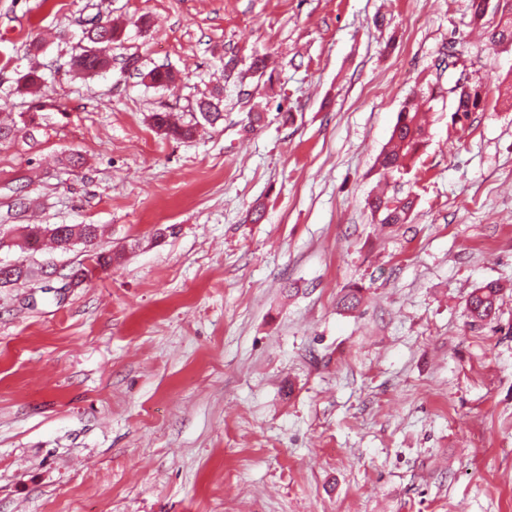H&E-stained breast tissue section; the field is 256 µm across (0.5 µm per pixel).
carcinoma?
<instances>
[{
  "label": "carcinoma",
  "instance_id": "1",
  "mask_svg": "<svg viewBox=\"0 0 512 512\" xmlns=\"http://www.w3.org/2000/svg\"><path fill=\"white\" fill-rule=\"evenodd\" d=\"M88 45L72 57V67L82 73L93 74L109 69L112 66V56L109 51L112 43L118 39V30L111 23L101 26L95 24L85 32ZM491 43L512 44V14L502 16L491 34ZM449 65L438 64L434 79L428 82V90L424 95L413 94L398 112L393 127L389 146L380 153L377 163L386 172H401L408 168L409 163L425 146L427 131L420 107L422 104L449 95L454 101V112L467 116L481 110L487 95L486 86L473 82L468 76L459 74L456 80L444 87L443 77ZM150 84L156 87H168L178 79V75L170 68H154L144 74ZM221 100H202L197 103L201 118L208 124H214L223 119L220 108ZM152 126L156 132L167 139L188 140L197 133V123L172 120L168 112H154L151 115ZM373 214L379 216L382 224H406L413 210L414 199L410 196L402 198H387L376 196L369 202ZM99 227L96 224H56L52 227L41 224H28L23 227L24 235L31 234L47 236L56 248L66 252L77 244L84 246L89 252L92 267L105 269L119 262L125 255L121 248L110 254L99 253L95 250ZM29 276V269L24 262H19L9 273L3 272L0 266V284H15ZM500 287L488 283L475 289L467 301V313L472 322H485L494 319L499 311L498 301Z\"/></svg>",
  "mask_w": 512,
  "mask_h": 512
}]
</instances>
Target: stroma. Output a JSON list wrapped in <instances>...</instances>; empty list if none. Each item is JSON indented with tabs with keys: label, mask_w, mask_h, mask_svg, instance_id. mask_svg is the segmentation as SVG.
<instances>
[{
	"label": "stroma",
	"mask_w": 512,
	"mask_h": 512,
	"mask_svg": "<svg viewBox=\"0 0 512 512\" xmlns=\"http://www.w3.org/2000/svg\"><path fill=\"white\" fill-rule=\"evenodd\" d=\"M505 6L476 30L470 0H0V120L37 114L0 142V265L36 270L0 285V512H512V105L435 101L410 167L376 163L448 41L512 82ZM95 16L122 33L87 75ZM217 91L195 138L153 129ZM381 183L409 223L377 224ZM27 224L125 260L66 287L83 246L25 251ZM84 225V229L80 230L79 228ZM88 229H92L88 231ZM83 230H87V233L84 234ZM99 227L96 224H56L52 227L45 226L42 224H28L23 227V237L26 235H40L47 236L49 235L50 240L56 245V248L66 252L71 250L77 244H82L86 249V252H90L89 257L93 264L91 267L94 269H105L112 265V263H117L121 259H123L125 255V249L121 248L116 251H112L110 254L99 253L95 250L96 240L98 237ZM500 287L496 283L475 289L467 301L468 317L473 323L491 321L499 311Z\"/></svg>",
	"instance_id": "1"
}]
</instances>
